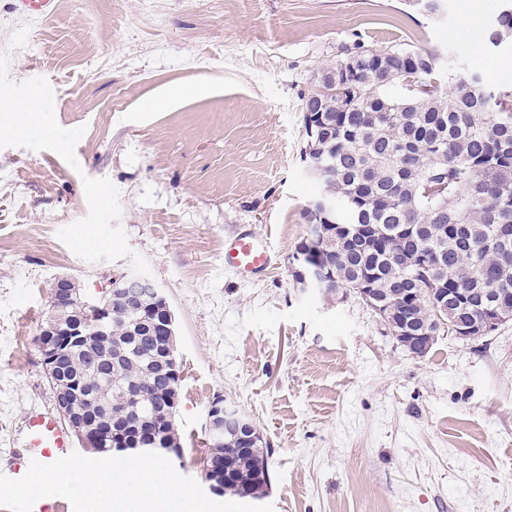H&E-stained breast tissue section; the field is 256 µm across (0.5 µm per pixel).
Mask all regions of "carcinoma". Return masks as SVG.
Returning <instances> with one entry per match:
<instances>
[{"instance_id": "cac0c4a2", "label": "carcinoma", "mask_w": 512, "mask_h": 512, "mask_svg": "<svg viewBox=\"0 0 512 512\" xmlns=\"http://www.w3.org/2000/svg\"><path fill=\"white\" fill-rule=\"evenodd\" d=\"M512 39V6L501 10L488 31L498 47ZM358 59L333 94L322 83L301 98V110L319 111L322 120L303 123L302 157L310 169L329 178L320 194L336 198L333 224H377L384 233L401 224L428 226L406 243L407 252L357 251L332 233L321 254L334 266L339 287L357 273L378 268V287L392 312H415L433 319L430 303L412 306L405 290L425 291L439 281L433 271L408 264L409 252H436L453 293L496 288L512 308V87L493 86L480 73L452 77L449 53L433 46L417 51L403 45L374 50L360 39L342 48V59ZM148 305L140 295L131 306H117L112 336H129ZM147 340L130 343L112 367L116 407L140 416L154 408L166 381L152 371ZM109 365L99 347L76 352L69 370L87 381ZM140 385L139 401H124L122 386ZM230 437L209 446L217 460L234 458L237 470L224 493L259 499L269 489V449L238 453Z\"/></svg>"}]
</instances>
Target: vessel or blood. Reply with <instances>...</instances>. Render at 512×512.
<instances>
[{
  "instance_id": "1",
  "label": "vessel or blood",
  "mask_w": 512,
  "mask_h": 512,
  "mask_svg": "<svg viewBox=\"0 0 512 512\" xmlns=\"http://www.w3.org/2000/svg\"><path fill=\"white\" fill-rule=\"evenodd\" d=\"M57 0H11L15 17L47 20L56 11ZM275 263V253L266 238L242 232L224 245V266L238 276L258 275ZM21 447L10 450L0 465V473L17 479L22 477L31 460L50 463L73 450L71 437L61 429L53 414L41 407H30L19 428Z\"/></svg>"
}]
</instances>
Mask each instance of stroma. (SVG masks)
I'll use <instances>...</instances> for the list:
<instances>
[{
  "instance_id": "obj_1",
  "label": "stroma",
  "mask_w": 512,
  "mask_h": 512,
  "mask_svg": "<svg viewBox=\"0 0 512 512\" xmlns=\"http://www.w3.org/2000/svg\"><path fill=\"white\" fill-rule=\"evenodd\" d=\"M57 3L29 22L0 0V100L44 106L42 131H0V450L54 407L36 343L54 280L93 299L140 273L175 318L181 475L200 476L220 396L271 450L274 512H512V321L440 332L418 358L356 295L294 278L320 190L301 158L317 74L358 38L439 45L458 75L510 85L512 45L486 38L501 0L435 17L407 0ZM244 231L278 255L256 280L224 267Z\"/></svg>"
}]
</instances>
